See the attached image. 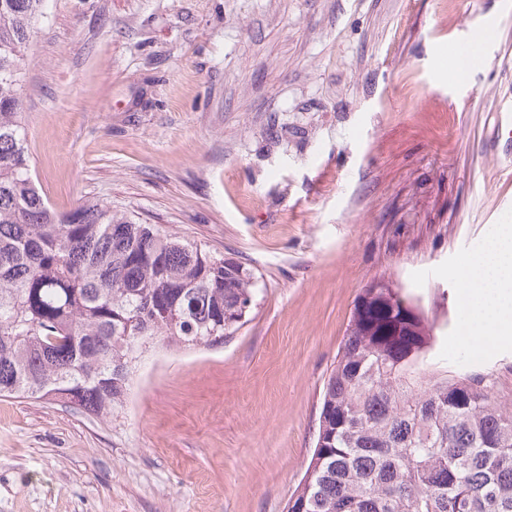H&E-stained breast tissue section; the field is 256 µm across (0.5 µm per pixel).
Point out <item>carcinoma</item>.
Here are the masks:
<instances>
[{"label":"carcinoma","instance_id":"1","mask_svg":"<svg viewBox=\"0 0 512 512\" xmlns=\"http://www.w3.org/2000/svg\"><path fill=\"white\" fill-rule=\"evenodd\" d=\"M43 2L0 0V395L107 417L147 344L223 341L248 321L257 278L108 204H49L21 112ZM436 340L391 281L363 289L287 512H512V409L492 375L432 362Z\"/></svg>","mask_w":512,"mask_h":512}]
</instances>
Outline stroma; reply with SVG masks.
I'll use <instances>...</instances> for the list:
<instances>
[{
	"mask_svg": "<svg viewBox=\"0 0 512 512\" xmlns=\"http://www.w3.org/2000/svg\"><path fill=\"white\" fill-rule=\"evenodd\" d=\"M492 30L478 68L469 52ZM27 148L57 210L96 199L242 262L248 321L140 354L102 419L0 397V512H286L320 392L374 280L431 358L497 380L512 335L461 339V259L512 225L496 159L512 0H47L21 62Z\"/></svg>",
	"mask_w": 512,
	"mask_h": 512,
	"instance_id": "obj_1",
	"label": "stroma"
}]
</instances>
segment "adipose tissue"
Returning a JSON list of instances; mask_svg holds the SVG:
<instances>
[{"label":"adipose tissue","instance_id":"1","mask_svg":"<svg viewBox=\"0 0 512 512\" xmlns=\"http://www.w3.org/2000/svg\"><path fill=\"white\" fill-rule=\"evenodd\" d=\"M512 228L502 230L486 251L460 264L462 322L467 344L482 350L491 340L512 334Z\"/></svg>","mask_w":512,"mask_h":512}]
</instances>
